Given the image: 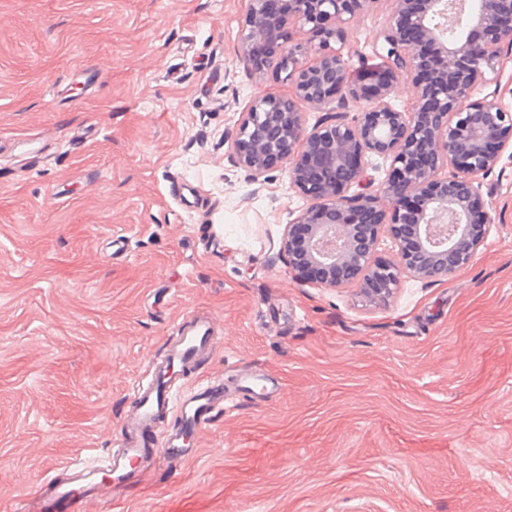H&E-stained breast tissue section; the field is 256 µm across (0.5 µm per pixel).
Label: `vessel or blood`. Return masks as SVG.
<instances>
[{
    "label": "vessel or blood",
    "mask_w": 512,
    "mask_h": 512,
    "mask_svg": "<svg viewBox=\"0 0 512 512\" xmlns=\"http://www.w3.org/2000/svg\"><path fill=\"white\" fill-rule=\"evenodd\" d=\"M214 328L206 313L182 318L163 360L150 364L148 381H135L131 387L132 403L121 423L117 449L100 462L73 461L65 481L41 482L24 498L25 512H83L86 500L99 485L100 474H108L118 489L142 482L157 453H164L170 461L187 460L195 454L189 437L225 411L247 399L265 401L278 396L279 384L251 366L239 371V392H225L220 378L203 381L189 392L183 390V372L212 351ZM172 415L178 420L177 426L163 429V421Z\"/></svg>",
    "instance_id": "1"
}]
</instances>
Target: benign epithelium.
Instances as JSON below:
<instances>
[{"label":"benign epithelium","instance_id":"7a95c632","mask_svg":"<svg viewBox=\"0 0 512 512\" xmlns=\"http://www.w3.org/2000/svg\"><path fill=\"white\" fill-rule=\"evenodd\" d=\"M373 0H247L242 59L264 77L285 75L293 95L258 94L242 113L231 160L264 182L278 163L308 201L283 241L297 278L323 288L357 286L384 299L402 278L439 281L468 266L495 222L478 176L512 151V112L496 92L473 99L501 50L512 46V0H390L380 32L387 66L352 73L347 21ZM466 20L462 39L450 26ZM307 30L315 44L296 41ZM416 99L391 96L400 72ZM363 105L346 119L349 102ZM304 103L322 113L308 125ZM389 162L373 189L365 169ZM387 229L396 261L376 258Z\"/></svg>","mask_w":512,"mask_h":512}]
</instances>
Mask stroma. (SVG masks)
I'll return each instance as SVG.
<instances>
[{"label": "stroma", "mask_w": 512, "mask_h": 512, "mask_svg": "<svg viewBox=\"0 0 512 512\" xmlns=\"http://www.w3.org/2000/svg\"><path fill=\"white\" fill-rule=\"evenodd\" d=\"M246 6L0 0V512L107 454L199 309L217 345L186 387L255 365L284 398L86 512H512V156L480 180L495 223L468 267L381 303L299 280L280 248L305 199L229 157L254 96L291 92L241 60ZM389 12L348 21L352 71L381 64Z\"/></svg>", "instance_id": "35a3bbf8"}]
</instances>
